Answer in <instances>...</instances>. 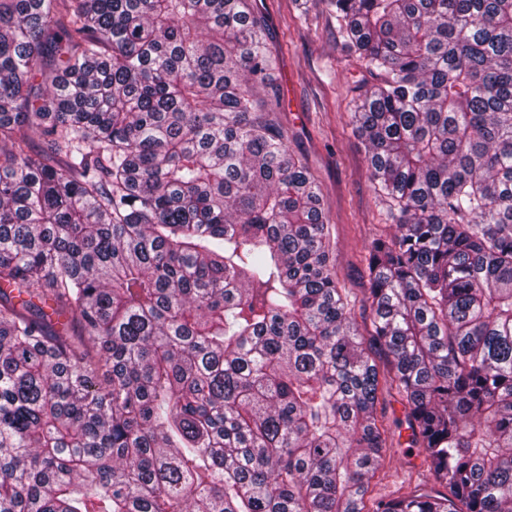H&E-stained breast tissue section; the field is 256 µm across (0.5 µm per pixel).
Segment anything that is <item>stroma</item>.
<instances>
[{
	"label": "stroma",
	"mask_w": 512,
	"mask_h": 512,
	"mask_svg": "<svg viewBox=\"0 0 512 512\" xmlns=\"http://www.w3.org/2000/svg\"><path fill=\"white\" fill-rule=\"evenodd\" d=\"M266 22V44L282 106L268 118L284 134L290 151L313 175L331 224L333 268L343 288L364 298L363 254L376 235L394 232V206L374 189L352 112L358 96L375 84L348 53L341 23L320 0L300 11L296 0H250ZM420 449H390L369 489L397 496L418 481Z\"/></svg>",
	"instance_id": "obj_1"
}]
</instances>
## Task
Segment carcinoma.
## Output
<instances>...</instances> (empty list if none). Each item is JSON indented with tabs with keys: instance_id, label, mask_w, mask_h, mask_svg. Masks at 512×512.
<instances>
[{
	"instance_id": "cac0c4a2",
	"label": "carcinoma",
	"mask_w": 512,
	"mask_h": 512,
	"mask_svg": "<svg viewBox=\"0 0 512 512\" xmlns=\"http://www.w3.org/2000/svg\"><path fill=\"white\" fill-rule=\"evenodd\" d=\"M322 2L366 336L248 0H0V512H512V0ZM385 393L426 474L368 509Z\"/></svg>"
}]
</instances>
